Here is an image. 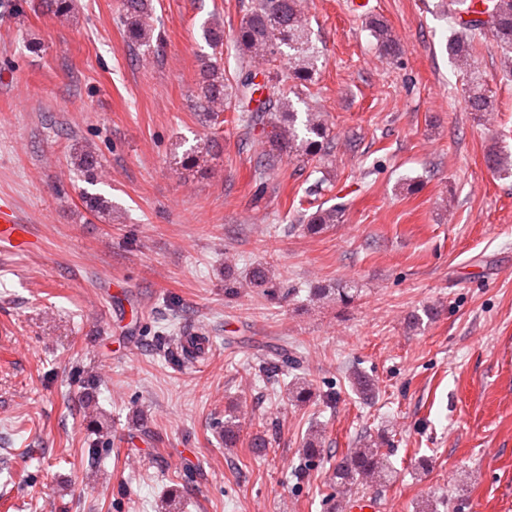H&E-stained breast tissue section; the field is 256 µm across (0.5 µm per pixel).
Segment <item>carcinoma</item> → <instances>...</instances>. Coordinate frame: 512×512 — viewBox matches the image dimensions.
Wrapping results in <instances>:
<instances>
[{
    "instance_id": "1",
    "label": "carcinoma",
    "mask_w": 512,
    "mask_h": 512,
    "mask_svg": "<svg viewBox=\"0 0 512 512\" xmlns=\"http://www.w3.org/2000/svg\"><path fill=\"white\" fill-rule=\"evenodd\" d=\"M487 9H475L477 0H448L452 20L446 49L455 68L466 81L464 102L466 109L485 120L494 112V101L486 86L477 55L481 39L490 36L502 50L501 67L512 75V0H482ZM152 7L149 0H122L121 25L127 33L130 46H151L154 26L150 23ZM366 28L385 55L397 57L400 44L391 25L381 15L366 17ZM202 39L212 50L204 61L199 82L200 108L213 118L216 109L233 107L237 120L252 130L259 128L265 134V149L260 161V175L274 170L281 155L315 159L325 163L332 156L334 139L322 112L305 103L301 88L312 82L319 70L320 54L312 40L311 26L303 0H260L251 10L235 34L234 46L239 58V77L235 84L225 77L221 49L224 46V27L213 20L202 26ZM280 60V65L258 72L256 64ZM263 80L258 82V75ZM305 108H300L299 104ZM487 166L505 176L512 175V154L491 146L485 155ZM208 152L196 148L183 153L180 164L184 168L205 167ZM76 165L88 183L96 182L101 173L99 155L86 147L77 156ZM86 208L95 216L112 222V201L99 194L84 193ZM344 216V207H319L302 216L307 232L318 233L338 224ZM250 288H273L267 267H252L246 278ZM361 288L353 281L328 283L312 288L311 296L322 303L352 304ZM295 361L279 352L263 366V373L276 377L288 370ZM292 398L306 403L313 398L310 385L295 381L289 388ZM240 425L229 418L224 421V447L233 448L241 440ZM324 434L311 432L305 439L302 455L312 461L323 452ZM383 437H365L359 446L348 449L332 465L331 483L346 494L359 485L390 481L392 474L385 463Z\"/></svg>"
}]
</instances>
